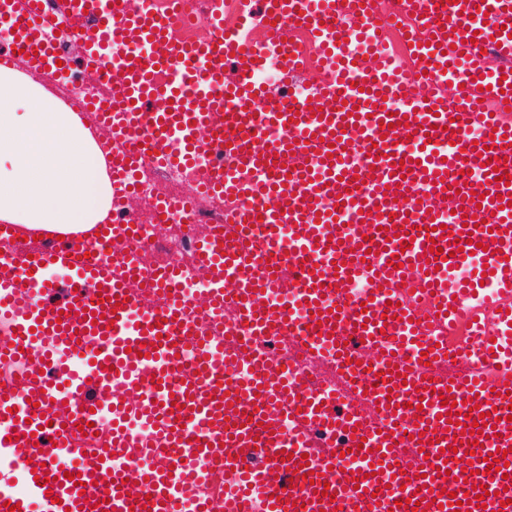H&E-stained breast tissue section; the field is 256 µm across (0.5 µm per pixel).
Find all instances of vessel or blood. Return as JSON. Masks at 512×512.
Listing matches in <instances>:
<instances>
[{"instance_id":"obj_1","label":"vessel or blood","mask_w":512,"mask_h":512,"mask_svg":"<svg viewBox=\"0 0 512 512\" xmlns=\"http://www.w3.org/2000/svg\"><path fill=\"white\" fill-rule=\"evenodd\" d=\"M207 19L217 35L186 42L175 4L0 0V68L21 49L32 67L110 84L93 109L134 142L112 157L121 200L146 153L185 168L218 155L200 190L241 200L196 243L212 286L195 302L172 295L177 270L141 281L134 222L40 247L0 224V365L21 371L0 385V512H297L301 499L307 512H406L408 500L455 512L480 484L489 494L469 512H512V185L495 178L512 174V0H401L389 17L377 0H244L240 29ZM259 19L269 38L257 46L246 32ZM396 19L409 22L410 69L385 52ZM63 25L77 53L52 40ZM287 28L317 56L283 40ZM272 58L290 77L317 69L315 100L260 83ZM291 272L295 294H272ZM228 305L242 327L225 326ZM462 313L472 341L452 351L430 328ZM269 336L335 355L345 386L314 388L262 349ZM475 406L477 437L461 431ZM91 423L110 434L94 452L74 436ZM360 447L374 475L340 456ZM499 449L507 462L488 471ZM143 456L162 463L135 468ZM62 457L80 458L79 481ZM212 462L233 486L218 503L201 492Z\"/></svg>"}]
</instances>
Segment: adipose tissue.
Here are the masks:
<instances>
[{
	"label": "adipose tissue",
	"mask_w": 512,
	"mask_h": 512,
	"mask_svg": "<svg viewBox=\"0 0 512 512\" xmlns=\"http://www.w3.org/2000/svg\"><path fill=\"white\" fill-rule=\"evenodd\" d=\"M89 118L38 77L0 69V223L28 237L112 220V180Z\"/></svg>",
	"instance_id": "adipose-tissue-1"
}]
</instances>
